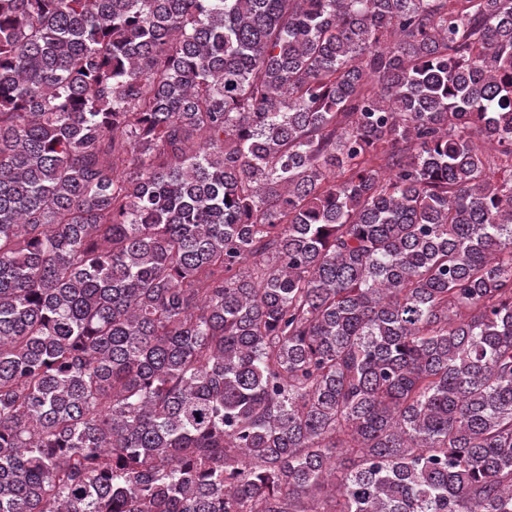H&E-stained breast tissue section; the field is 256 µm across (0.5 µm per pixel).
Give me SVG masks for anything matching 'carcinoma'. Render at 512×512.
<instances>
[{"label": "carcinoma", "mask_w": 512, "mask_h": 512, "mask_svg": "<svg viewBox=\"0 0 512 512\" xmlns=\"http://www.w3.org/2000/svg\"><path fill=\"white\" fill-rule=\"evenodd\" d=\"M0 512H512V0H0Z\"/></svg>", "instance_id": "obj_1"}]
</instances>
